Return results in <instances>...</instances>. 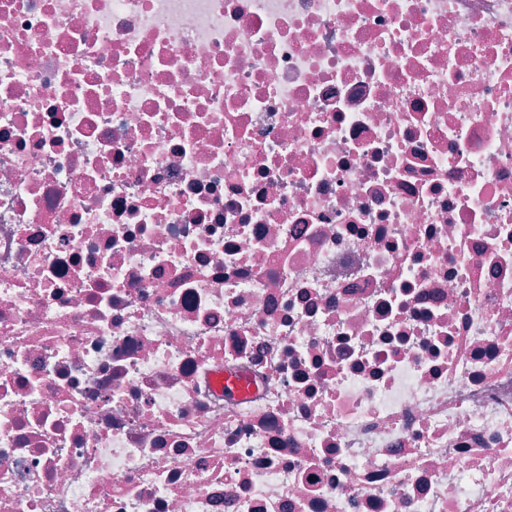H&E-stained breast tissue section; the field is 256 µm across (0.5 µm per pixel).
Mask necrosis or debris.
Masks as SVG:
<instances>
[{"mask_svg":"<svg viewBox=\"0 0 512 512\" xmlns=\"http://www.w3.org/2000/svg\"><path fill=\"white\" fill-rule=\"evenodd\" d=\"M0 512H512V0H0Z\"/></svg>","mask_w":512,"mask_h":512,"instance_id":"4bbe7bcc","label":"necrosis or debris"}]
</instances>
